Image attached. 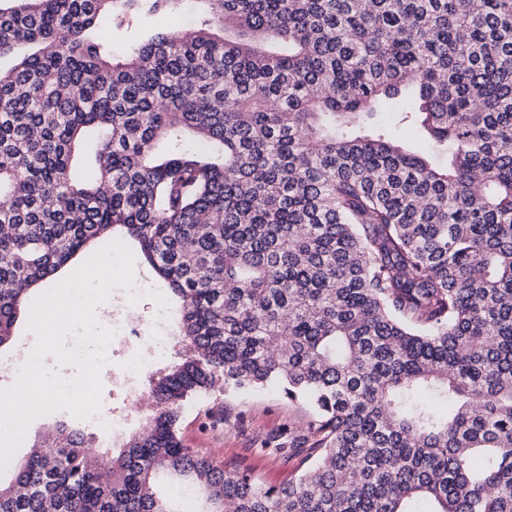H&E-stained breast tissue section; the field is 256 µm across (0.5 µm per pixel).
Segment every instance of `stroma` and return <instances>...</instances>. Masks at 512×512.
I'll list each match as a JSON object with an SVG mask.
<instances>
[{
	"instance_id": "obj_1",
	"label": "stroma",
	"mask_w": 512,
	"mask_h": 512,
	"mask_svg": "<svg viewBox=\"0 0 512 512\" xmlns=\"http://www.w3.org/2000/svg\"><path fill=\"white\" fill-rule=\"evenodd\" d=\"M136 287L143 293L134 310L143 324L171 323L173 302L167 288L159 281L142 257L134 259ZM107 362L100 371V400L114 418L124 423L121 431H106L98 419L81 421L89 448L102 457L117 454L123 441L145 424L149 412V391L146 379H139L138 393L115 383L112 372L128 354L127 346H108ZM223 415H216L212 401L198 400L188 405L181 420V437L186 447L192 448L220 465L248 468L266 485L277 487L287 483L299 461L273 452L267 440L286 435L289 428L304 423L309 411L299 402H293L282 391L261 389L250 392L224 393Z\"/></svg>"
}]
</instances>
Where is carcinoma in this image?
Returning <instances> with one entry per match:
<instances>
[{
    "mask_svg": "<svg viewBox=\"0 0 512 512\" xmlns=\"http://www.w3.org/2000/svg\"><path fill=\"white\" fill-rule=\"evenodd\" d=\"M11 2L0 55L33 51L0 71V348L116 228L181 306L143 429L97 468L57 424L0 512H172L161 473L203 512H512V0ZM189 4L188 37H92ZM217 387L309 406L276 444L294 480L184 446Z\"/></svg>",
    "mask_w": 512,
    "mask_h": 512,
    "instance_id": "cac0c4a2",
    "label": "carcinoma"
}]
</instances>
